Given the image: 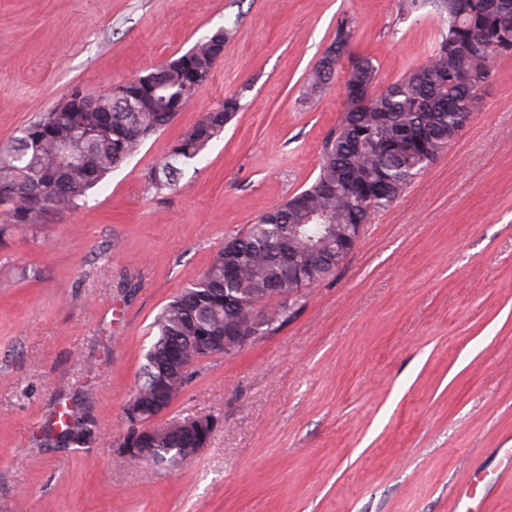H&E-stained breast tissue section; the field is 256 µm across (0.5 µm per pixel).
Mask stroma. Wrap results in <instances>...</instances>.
<instances>
[{
	"label": "stroma",
	"mask_w": 512,
	"mask_h": 512,
	"mask_svg": "<svg viewBox=\"0 0 512 512\" xmlns=\"http://www.w3.org/2000/svg\"><path fill=\"white\" fill-rule=\"evenodd\" d=\"M344 20L384 86L439 34L402 0H0V142L73 86L99 94L237 27L195 106L84 205L35 227L0 213V512H454L485 476L471 507L512 512V475L496 473L512 448V56L286 324L202 363L164 419L212 416L208 446L172 469L121 457L157 314L317 175L347 70L315 98L302 87ZM238 94L198 172L151 189L171 145ZM73 403L95 435L54 444Z\"/></svg>",
	"instance_id": "1"
}]
</instances>
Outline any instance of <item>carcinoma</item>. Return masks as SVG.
Returning <instances> with one entry per match:
<instances>
[{
	"label": "carcinoma",
	"mask_w": 512,
	"mask_h": 512,
	"mask_svg": "<svg viewBox=\"0 0 512 512\" xmlns=\"http://www.w3.org/2000/svg\"><path fill=\"white\" fill-rule=\"evenodd\" d=\"M411 6L444 22L431 59L381 87L378 65L349 50L352 29L341 22L332 42L341 45L334 67L347 59L346 86H360L362 92L345 97L341 119L323 144L316 177L245 232L226 240L206 272L158 314L146 364L162 363L172 347L184 349L187 360L180 387L202 364L196 337L224 335L225 323L232 318L247 323V308L262 315L266 334L295 315L300 300H288V282L293 266L305 263L313 242L323 235L335 237L339 224H369L376 213L391 207L458 136L461 123L472 121L474 113L466 102L485 90L491 59L512 55V0H411ZM231 35L232 30L219 28L193 46L200 83L208 80ZM182 60L179 56L149 72L155 90L144 112L130 111L117 91L87 94L88 103L105 111L48 112L1 143L0 206L10 222L37 225L48 213L74 208L112 169L133 157L146 139L172 122L174 104L190 107L199 90L185 83ZM334 74L313 68L304 95L320 93ZM240 109V98L232 97L224 100L222 110L204 113L150 171L151 188L157 193L175 190L185 170L195 166ZM423 132L428 133V152L410 148ZM382 177L390 183L385 196L364 199L351 191L355 184ZM336 271L334 261L314 268L308 285H317ZM272 299L276 304L270 310L267 302ZM59 424L60 430H51L49 439L63 445H81L94 434V420L77 407H65ZM153 447L161 452L152 463H177L175 454L165 451L168 439L159 429Z\"/></svg>",
	"instance_id": "cac0c4a2"
}]
</instances>
